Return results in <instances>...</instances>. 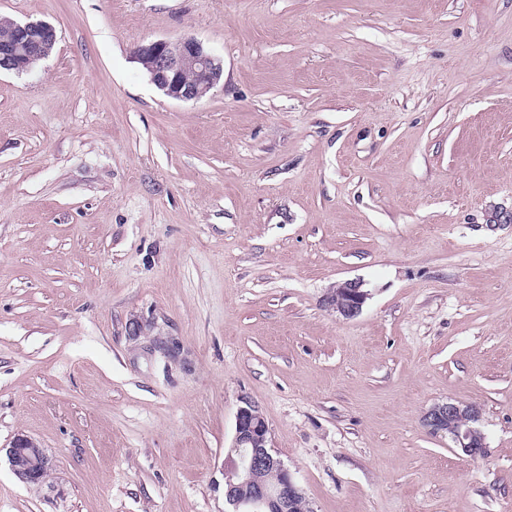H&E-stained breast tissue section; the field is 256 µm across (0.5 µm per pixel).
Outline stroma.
<instances>
[{
	"mask_svg": "<svg viewBox=\"0 0 512 512\" xmlns=\"http://www.w3.org/2000/svg\"><path fill=\"white\" fill-rule=\"evenodd\" d=\"M1 15L58 40L0 73V512H227L248 402L312 512H512V0ZM184 36L224 68L197 101L133 56ZM447 400L484 455L424 427ZM362 286L357 280L335 284L323 299L325 307L346 319L358 316L369 296ZM13 474L23 483L35 484L45 479L49 459L41 444L31 437L18 435L7 449Z\"/></svg>",
	"mask_w": 512,
	"mask_h": 512,
	"instance_id": "35a3bbf8",
	"label": "stroma"
}]
</instances>
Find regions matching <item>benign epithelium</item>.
I'll return each instance as SVG.
<instances>
[{
    "mask_svg": "<svg viewBox=\"0 0 512 512\" xmlns=\"http://www.w3.org/2000/svg\"><path fill=\"white\" fill-rule=\"evenodd\" d=\"M14 36L0 38V69L15 73L30 71L52 52L57 41L53 26L43 21L13 22ZM134 58L147 68L150 81L166 96L179 101H197L217 87L223 77L221 60L194 37L158 39L141 43ZM368 293L357 280H345L329 289L323 299L327 309L346 318L358 316ZM480 410L448 400L434 404L423 424L435 436H448L454 448L469 457L484 453L485 436L476 427ZM228 458L239 482L225 492L228 512H296L306 499L279 455L271 448L270 430L260 408L250 402L237 411L235 432ZM13 474L23 483L43 481L49 459L36 440L19 435L7 449ZM270 470L276 480L267 483L261 474Z\"/></svg>",
    "mask_w": 512,
    "mask_h": 512,
    "instance_id": "obj_1",
    "label": "benign epithelium"
}]
</instances>
